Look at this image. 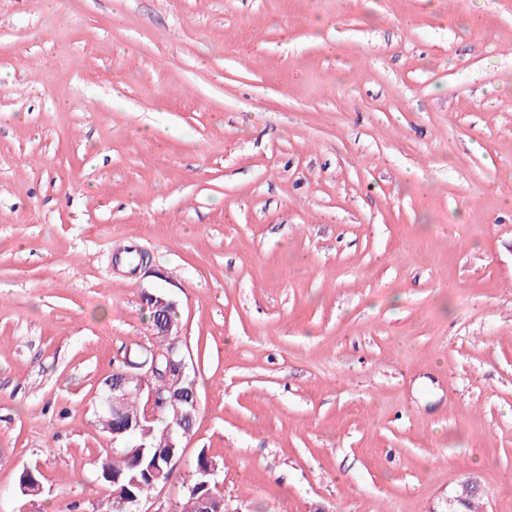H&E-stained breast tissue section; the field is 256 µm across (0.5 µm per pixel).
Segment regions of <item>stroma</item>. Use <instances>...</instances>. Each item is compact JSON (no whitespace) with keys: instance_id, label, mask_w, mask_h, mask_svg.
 <instances>
[{"instance_id":"1","label":"stroma","mask_w":512,"mask_h":512,"mask_svg":"<svg viewBox=\"0 0 512 512\" xmlns=\"http://www.w3.org/2000/svg\"><path fill=\"white\" fill-rule=\"evenodd\" d=\"M155 290L199 408L140 512L203 448L238 512H512V0H0V512H107Z\"/></svg>"}]
</instances>
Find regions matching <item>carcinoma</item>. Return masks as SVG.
Returning a JSON list of instances; mask_svg holds the SVG:
<instances>
[{
	"label": "carcinoma",
	"mask_w": 512,
	"mask_h": 512,
	"mask_svg": "<svg viewBox=\"0 0 512 512\" xmlns=\"http://www.w3.org/2000/svg\"><path fill=\"white\" fill-rule=\"evenodd\" d=\"M141 410V402L134 398L128 400L124 408L113 412L102 406L98 422L102 431L110 435L114 427L129 426ZM184 423V415L163 408L157 420L150 424L149 431L132 428L120 435L119 447L112 449V455L100 461L97 472V479L112 485L116 493L112 501L113 512H131V500L142 498L172 477L170 460L180 454L175 444L181 439ZM212 467L213 458L206 450H200L190 479L184 481L181 512H192V494L195 492L221 494L217 484H208L210 476L207 472Z\"/></svg>",
	"instance_id": "cac0c4a2"
}]
</instances>
